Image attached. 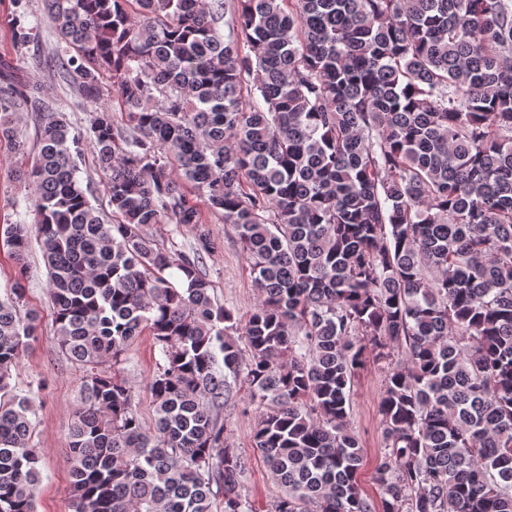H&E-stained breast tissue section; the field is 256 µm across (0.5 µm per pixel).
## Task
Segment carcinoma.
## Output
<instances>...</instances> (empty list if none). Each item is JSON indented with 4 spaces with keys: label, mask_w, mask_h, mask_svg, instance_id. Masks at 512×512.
Segmentation results:
<instances>
[{
    "label": "carcinoma",
    "mask_w": 512,
    "mask_h": 512,
    "mask_svg": "<svg viewBox=\"0 0 512 512\" xmlns=\"http://www.w3.org/2000/svg\"><path fill=\"white\" fill-rule=\"evenodd\" d=\"M43 12L66 44L52 61L94 105L115 221L78 178L84 142L63 113H40L27 159L13 125L27 83L0 63V142L36 214L0 225L14 264L0 301V512H35L41 478L34 410L10 383L37 339L38 313H20L34 240L59 350L86 371L71 512H253L215 412L242 384L263 408L254 447L285 490L271 512H512V0H43ZM39 35L18 24L12 41ZM201 201L254 275L243 325L201 271L208 232L176 254L144 234L203 223ZM145 332L160 353L150 431L127 381L99 369ZM371 358L388 364L378 504L350 426Z\"/></svg>",
    "instance_id": "obj_1"
}]
</instances>
